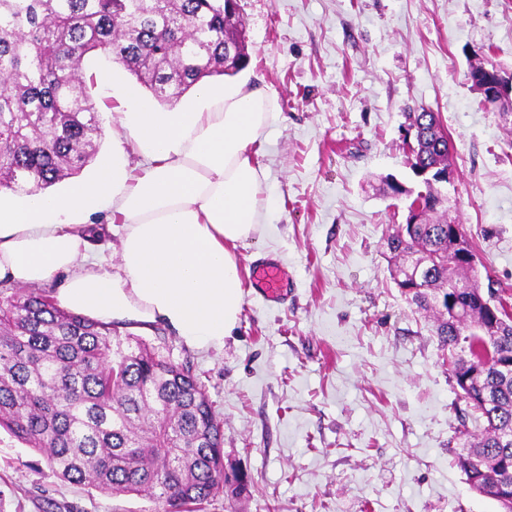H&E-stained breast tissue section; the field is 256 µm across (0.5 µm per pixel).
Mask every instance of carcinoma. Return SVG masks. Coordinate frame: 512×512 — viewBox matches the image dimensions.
<instances>
[{
    "label": "carcinoma",
    "mask_w": 512,
    "mask_h": 512,
    "mask_svg": "<svg viewBox=\"0 0 512 512\" xmlns=\"http://www.w3.org/2000/svg\"><path fill=\"white\" fill-rule=\"evenodd\" d=\"M239 10L238 0H0V190L45 191L95 156L102 130L87 56L111 59L169 102L246 66L248 54L229 57L245 29L224 39ZM407 119L420 134L413 166L449 161L438 113ZM390 189L420 210L411 232L388 239L392 278L409 304L434 314L460 400L485 422L473 438L459 417L457 465L467 484L496 488L500 512H512L509 289L490 283L482 292L467 275L473 267L455 260L447 209L431 188ZM0 428L59 478L142 496L161 512H202L248 488L243 475L224 481L222 422L189 367L131 347L112 325L71 314L44 292L0 290Z\"/></svg>",
    "instance_id": "carcinoma-1"
}]
</instances>
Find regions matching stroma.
Wrapping results in <instances>:
<instances>
[{
  "label": "stroma",
  "instance_id": "35a3bbf8",
  "mask_svg": "<svg viewBox=\"0 0 512 512\" xmlns=\"http://www.w3.org/2000/svg\"><path fill=\"white\" fill-rule=\"evenodd\" d=\"M253 87L279 118L257 157L269 204L236 248L239 321L222 350L187 347L162 324L130 335L191 367L223 422L224 463L251 481L234 512H499L472 492L452 441L458 391L432 314L392 281L384 242L416 184L407 114L437 112L457 171L450 213L481 281L512 286V123L466 79L485 53L512 68V0H241ZM127 71L91 95L112 150ZM282 264L288 295L264 299L255 260ZM56 477L0 429V512H151Z\"/></svg>",
  "mask_w": 512,
  "mask_h": 512
}]
</instances>
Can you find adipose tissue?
Listing matches in <instances>:
<instances>
[{
    "label": "adipose tissue",
    "instance_id": "adipose-tissue-1",
    "mask_svg": "<svg viewBox=\"0 0 512 512\" xmlns=\"http://www.w3.org/2000/svg\"><path fill=\"white\" fill-rule=\"evenodd\" d=\"M91 182L65 194L0 195V280L60 281L57 304L107 322H162L188 347L220 349L242 306L231 251L257 229L265 199L255 161L276 99L247 80L196 87V103L154 111L136 87ZM136 161H129V154ZM103 213L119 256L95 247L86 224Z\"/></svg>",
    "mask_w": 512,
    "mask_h": 512
}]
</instances>
